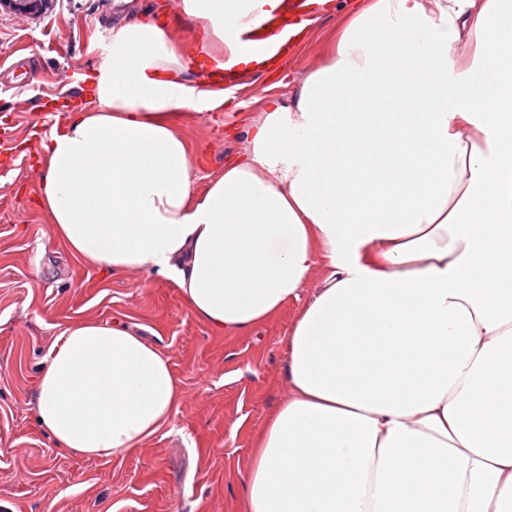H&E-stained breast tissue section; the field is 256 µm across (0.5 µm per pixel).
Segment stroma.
<instances>
[{
	"mask_svg": "<svg viewBox=\"0 0 512 512\" xmlns=\"http://www.w3.org/2000/svg\"><path fill=\"white\" fill-rule=\"evenodd\" d=\"M112 0H52L40 15L0 5V512H240L254 439L286 398V342L302 307L292 300L240 336L214 331L169 278L108 274L75 260L39 207L37 146L65 108H93L84 77L107 40ZM351 0H332L309 25L288 65L241 68L224 107L190 112L180 130L200 158L204 192L243 131L322 56ZM128 325L164 350L180 382L172 422L122 460L58 448L34 410L48 347L69 323Z\"/></svg>",
	"mask_w": 512,
	"mask_h": 512,
	"instance_id": "obj_1",
	"label": "stroma"
}]
</instances>
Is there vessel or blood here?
Listing matches in <instances>:
<instances>
[{"instance_id":"b4317fda","label":"vessel or blood","mask_w":512,"mask_h":512,"mask_svg":"<svg viewBox=\"0 0 512 512\" xmlns=\"http://www.w3.org/2000/svg\"><path fill=\"white\" fill-rule=\"evenodd\" d=\"M315 8L314 0H283L280 7L267 11L260 25L230 30L236 51L224 57L223 80L238 74L244 58L258 68L274 60L289 61L303 32L301 24Z\"/></svg>"}]
</instances>
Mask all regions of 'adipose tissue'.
<instances>
[{"label": "adipose tissue", "mask_w": 512, "mask_h": 512, "mask_svg": "<svg viewBox=\"0 0 512 512\" xmlns=\"http://www.w3.org/2000/svg\"><path fill=\"white\" fill-rule=\"evenodd\" d=\"M259 0H112L95 108L41 140L53 236L106 272L172 277L228 335L300 298L288 397L242 512H512V0H360L320 64L252 120L197 193L185 111ZM181 400L168 355L82 319L44 358L35 411L59 448L139 451Z\"/></svg>", "instance_id": "obj_1"}]
</instances>
